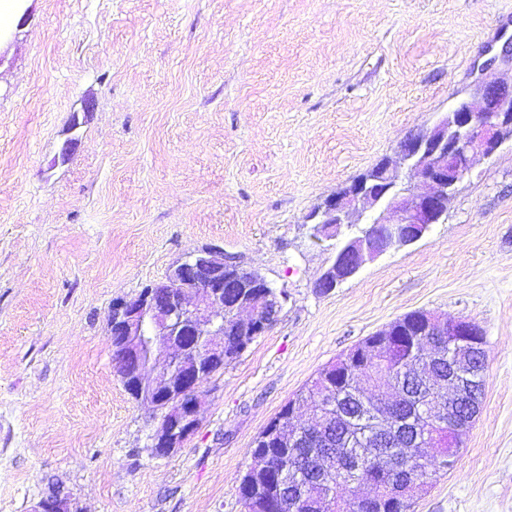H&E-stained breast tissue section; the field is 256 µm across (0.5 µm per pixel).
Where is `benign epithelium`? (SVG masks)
Listing matches in <instances>:
<instances>
[{"label": "benign epithelium", "instance_id": "1", "mask_svg": "<svg viewBox=\"0 0 512 512\" xmlns=\"http://www.w3.org/2000/svg\"><path fill=\"white\" fill-rule=\"evenodd\" d=\"M481 106L467 100L448 107L431 125L416 129L398 144L395 158H383L363 178L327 197L309 215L319 236L340 239L341 250L315 283L331 291L355 276L367 261L422 239L440 223L457 185L471 171L473 156L494 155L512 141V87L486 78L477 86ZM371 225L363 235L341 237V228ZM258 271L217 245L196 250L178 261L165 280L145 287L134 298L112 304L109 336L120 344V376L141 403L164 411L150 434L149 448L164 456L194 433L199 394L216 365L224 363V321L250 336L273 324L271 311L280 297ZM426 331L448 332L458 350L484 341L482 328L468 319L446 321L427 313ZM401 320L380 332L381 339L361 343L336 359L340 369L363 357L380 362L401 335ZM157 353L168 360L156 375L146 366ZM37 512H73L67 499L50 496Z\"/></svg>", "mask_w": 512, "mask_h": 512}]
</instances>
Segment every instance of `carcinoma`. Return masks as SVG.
Here are the masks:
<instances>
[{"instance_id": "carcinoma-1", "label": "carcinoma", "mask_w": 512, "mask_h": 512, "mask_svg": "<svg viewBox=\"0 0 512 512\" xmlns=\"http://www.w3.org/2000/svg\"><path fill=\"white\" fill-rule=\"evenodd\" d=\"M240 337L224 330V364L237 360ZM471 370L479 381L471 386L468 403L448 401V379L461 377L450 336H423L416 346L393 348L381 368L392 394L378 395L366 387H354L349 377L331 374L321 383L314 378L295 400L316 416V433L297 428L287 419L288 433L296 443L287 448H264L275 470L285 469L284 480L265 484L244 476L240 494L247 512H292L293 501L306 502L304 512H328V505L342 500L343 491L365 481L377 488L379 497L370 512H410L413 501L437 481L436 462L422 460L419 448L434 444L448 454V432L462 423L472 426L479 411L488 375L485 351L471 353ZM424 362L425 374L412 369ZM376 450L395 458L383 469L356 459Z\"/></svg>"}]
</instances>
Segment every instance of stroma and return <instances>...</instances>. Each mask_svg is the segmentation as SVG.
Segmentation results:
<instances>
[{
  "instance_id": "1",
  "label": "stroma",
  "mask_w": 512,
  "mask_h": 512,
  "mask_svg": "<svg viewBox=\"0 0 512 512\" xmlns=\"http://www.w3.org/2000/svg\"><path fill=\"white\" fill-rule=\"evenodd\" d=\"M512 0H18L0 19V512H246L253 443L329 362L417 310L485 332L454 467L411 512H512V143L444 220L322 293L308 216L465 96ZM68 156H61L63 143ZM223 247L287 299L165 456L114 301Z\"/></svg>"
}]
</instances>
